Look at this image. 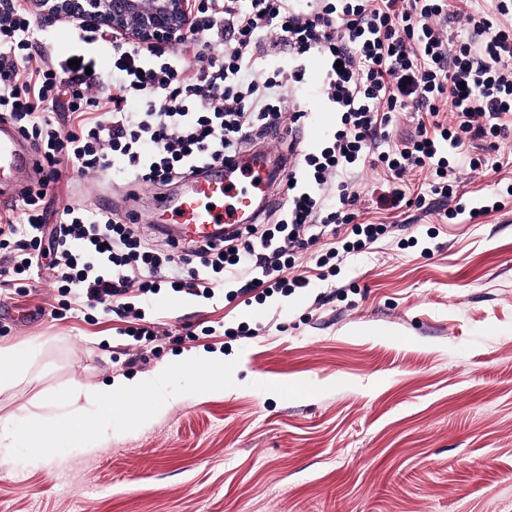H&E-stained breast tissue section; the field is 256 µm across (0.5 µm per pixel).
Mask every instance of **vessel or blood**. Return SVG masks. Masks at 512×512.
Segmentation results:
<instances>
[{
	"label": "vessel or blood",
	"instance_id": "obj_1",
	"mask_svg": "<svg viewBox=\"0 0 512 512\" xmlns=\"http://www.w3.org/2000/svg\"><path fill=\"white\" fill-rule=\"evenodd\" d=\"M266 155H251L240 164L236 175H227L223 163L203 170L178 196L162 198L161 212L169 223L178 225L181 236H208L218 223L235 224L255 207L266 180ZM38 159L19 143L10 123L0 121V212L11 210L14 198L5 185L18 174L37 169Z\"/></svg>",
	"mask_w": 512,
	"mask_h": 512
}]
</instances>
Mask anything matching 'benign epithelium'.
I'll return each instance as SVG.
<instances>
[{"label": "benign epithelium", "mask_w": 512, "mask_h": 512, "mask_svg": "<svg viewBox=\"0 0 512 512\" xmlns=\"http://www.w3.org/2000/svg\"><path fill=\"white\" fill-rule=\"evenodd\" d=\"M46 22H93L112 37L155 50L171 45L197 23L194 0H29Z\"/></svg>", "instance_id": "1"}]
</instances>
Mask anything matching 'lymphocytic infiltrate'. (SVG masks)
I'll return each mask as SVG.
<instances>
[{
    "label": "lymphocytic infiltrate",
    "mask_w": 512,
    "mask_h": 512,
    "mask_svg": "<svg viewBox=\"0 0 512 512\" xmlns=\"http://www.w3.org/2000/svg\"><path fill=\"white\" fill-rule=\"evenodd\" d=\"M212 9L167 52L139 44L118 54L111 77L93 56L81 65L47 61L20 0H0V116L32 138L44 175L24 197V221L0 216V276L25 287L45 261L62 295L86 305L112 303L124 318L131 289L213 298L210 274L246 282L259 300L308 287L284 278L295 249L324 227L350 225L344 251H360L386 232L359 223L355 172L367 158L394 178L431 168L433 195L452 197L458 166L476 169L474 141L512 129V0L492 9L452 8L447 0H211ZM201 31L214 32L222 61L183 77L181 58ZM285 62L265 71L271 56ZM324 59L320 91L340 117L320 149L303 155L286 183L287 206L275 228L247 224L204 241L186 258L160 255L106 209L65 206L48 220L46 187L70 167L78 176L108 169L135 186L167 185L199 167L239 154L251 136L298 123L289 92L308 84L310 62ZM141 102L139 111L128 107ZM407 112L415 133L388 145L392 115ZM462 150L459 165L447 153Z\"/></svg>",
    "instance_id": "f902f5d3"
}]
</instances>
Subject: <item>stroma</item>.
I'll return each mask as SVG.
<instances>
[{
  "mask_svg": "<svg viewBox=\"0 0 512 512\" xmlns=\"http://www.w3.org/2000/svg\"><path fill=\"white\" fill-rule=\"evenodd\" d=\"M47 58L77 52L78 26L36 23ZM293 134L318 149L337 116L317 86ZM460 173L458 194L512 187V133ZM388 173L364 169L359 220L383 223L369 249L289 296L244 304L164 287L132 292L161 340L140 346L103 308L65 309L48 276L0 292V345L34 350L26 377L0 389V422L80 383L149 380L190 349L236 361V385L171 398L141 428L50 461L0 456V512H512V203L472 222L445 218L428 171L407 174L423 207L377 205ZM131 187L112 172L62 168L48 211L109 203L120 223L165 251L156 200L183 190ZM249 325L248 337L234 335Z\"/></svg>",
  "mask_w": 512,
  "mask_h": 512,
  "instance_id": "35a3bbf8",
  "label": "stroma"
}]
</instances>
